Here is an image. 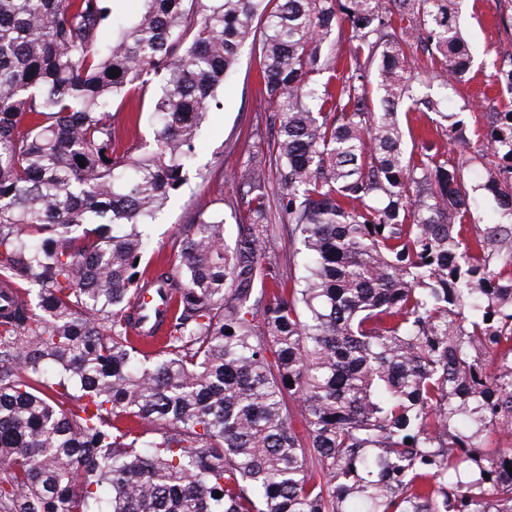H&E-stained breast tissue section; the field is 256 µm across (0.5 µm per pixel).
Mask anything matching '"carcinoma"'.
<instances>
[{
	"instance_id": "carcinoma-1",
	"label": "carcinoma",
	"mask_w": 512,
	"mask_h": 512,
	"mask_svg": "<svg viewBox=\"0 0 512 512\" xmlns=\"http://www.w3.org/2000/svg\"><path fill=\"white\" fill-rule=\"evenodd\" d=\"M461 2L0 0V512H512V57L477 146ZM262 19L274 149L233 245L214 204L172 238L149 351V226ZM150 288L142 293V297L137 305L142 304L143 307L138 308L136 322L133 325L132 333L137 338L157 346L161 342L159 323L167 317L168 305L164 300H160L156 295L151 294Z\"/></svg>"
}]
</instances>
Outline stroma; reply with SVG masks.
<instances>
[{
    "label": "stroma",
    "instance_id": "stroma-1",
    "mask_svg": "<svg viewBox=\"0 0 512 512\" xmlns=\"http://www.w3.org/2000/svg\"><path fill=\"white\" fill-rule=\"evenodd\" d=\"M500 7L512 9V0H463L462 20L474 58L471 79L454 84L448 92V111L462 113L466 123H473L484 112L499 110L493 98L484 96L485 83L491 73L493 59L512 54V34H504L493 23ZM223 108L209 113L196 144V169L187 182L171 198L159 223L151 225L154 253L175 262L170 243L183 229L190 211L200 202L224 199V240L233 244L237 234L233 201L237 195L235 174L249 164L268 157L273 135L267 134L265 116L267 103L261 92L259 56L252 46H245L238 58L234 76L220 92Z\"/></svg>",
    "mask_w": 512,
    "mask_h": 512
}]
</instances>
